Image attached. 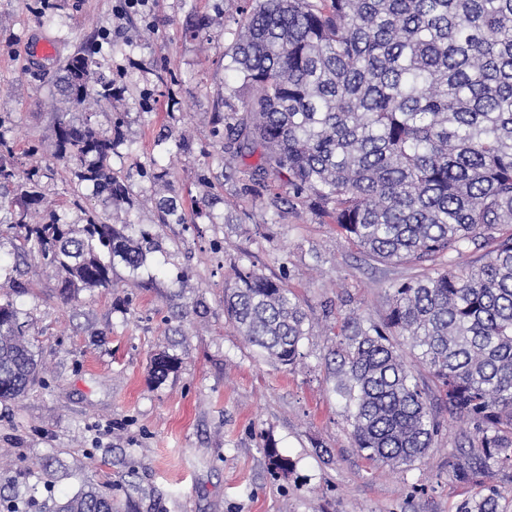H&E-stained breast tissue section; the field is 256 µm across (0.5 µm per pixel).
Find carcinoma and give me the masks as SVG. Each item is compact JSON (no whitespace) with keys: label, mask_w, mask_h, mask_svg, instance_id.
<instances>
[{"label":"carcinoma","mask_w":512,"mask_h":512,"mask_svg":"<svg viewBox=\"0 0 512 512\" xmlns=\"http://www.w3.org/2000/svg\"><path fill=\"white\" fill-rule=\"evenodd\" d=\"M225 68L242 80L247 122L224 116L233 156L259 154L260 170L288 171L297 195L313 198L350 244L374 260L416 270L391 285L380 322L348 317L331 350L334 391L350 417L353 446L377 465L423 458L441 431L437 407L472 424L460 443L454 479L477 488L458 512H500L512 485V0H250L233 20ZM89 47L58 61L63 100L91 112L122 95ZM60 113L56 157L72 165L78 188L107 200L129 198L112 171L122 121L106 130L76 126ZM0 139V212L19 257L38 253L73 300L112 287L119 261L135 271L158 248L146 231L84 212L81 233L44 203L40 182L54 170L11 161ZM158 223L183 224L177 199L158 201ZM490 250L455 263L469 246ZM224 316L267 358L291 365L310 323L281 278L256 265L224 289ZM402 339L422 376L397 352ZM165 352L158 381L178 368ZM38 360L15 304L0 302V400L21 397ZM286 475L290 459L264 448ZM6 512L36 500L0 494ZM53 512H113L112 497L81 488Z\"/></svg>","instance_id":"obj_1"}]
</instances>
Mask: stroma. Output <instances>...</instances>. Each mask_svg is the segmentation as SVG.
I'll use <instances>...</instances> for the list:
<instances>
[{
  "instance_id": "stroma-1",
  "label": "stroma",
  "mask_w": 512,
  "mask_h": 512,
  "mask_svg": "<svg viewBox=\"0 0 512 512\" xmlns=\"http://www.w3.org/2000/svg\"><path fill=\"white\" fill-rule=\"evenodd\" d=\"M27 2L0 0V135L23 166L37 147L34 159L54 171L42 193L82 227L70 173L52 154L55 60L97 36L125 93L67 118L105 129L122 116L112 168L130 200L85 204L107 223L149 230L160 248L138 270L116 263L111 287L67 303L38 254L15 267L13 235L0 231V299L14 300L43 364L23 397L0 400V491L56 501L91 484L117 512H456L475 493L450 469L471 424L440 409L425 458L373 466L352 445L327 361L333 328L352 314L381 321L390 284L412 268L360 253L294 195L287 173L234 159L212 133L241 84L224 68L234 42L225 23L244 0H153L145 19L118 17L120 0H53L41 17ZM202 20L205 39L190 33ZM45 39L54 57L34 53ZM160 172L188 213L213 197L208 215L158 223ZM252 263L284 278L312 321L293 365L261 358L224 317L225 286ZM162 351L179 365L158 381L151 360ZM268 443L292 459L291 474L271 471Z\"/></svg>"
}]
</instances>
